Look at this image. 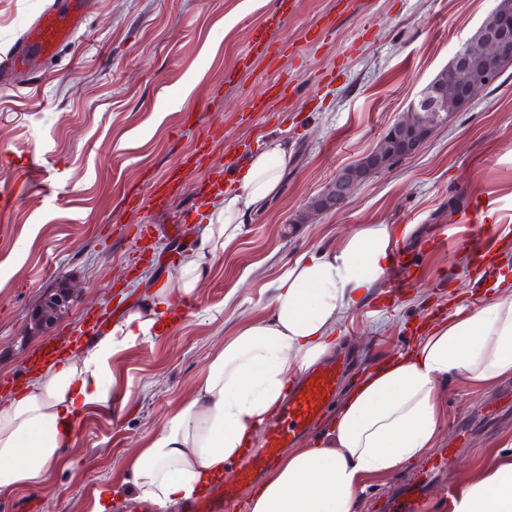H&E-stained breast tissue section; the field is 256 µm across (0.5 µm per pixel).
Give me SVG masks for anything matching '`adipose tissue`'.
I'll return each instance as SVG.
<instances>
[{"instance_id": "adipose-tissue-1", "label": "adipose tissue", "mask_w": 512, "mask_h": 512, "mask_svg": "<svg viewBox=\"0 0 512 512\" xmlns=\"http://www.w3.org/2000/svg\"><path fill=\"white\" fill-rule=\"evenodd\" d=\"M293 150L274 139L254 151L224 195L208 198L207 224L176 270L77 355L36 373L0 406V496L41 490L73 447L77 424L119 396L112 360L173 324L179 300L198 292L212 262L280 189ZM387 229L349 235L340 252L296 259L272 285L270 311L240 324L209 358L189 399L126 458L130 480L95 494L88 512L131 495L146 512L177 508L222 481L252 448L297 376L331 349L343 315L360 304L388 262ZM488 301L457 309L406 356L385 362L351 390L313 445L282 455L248 498V512H354L367 478L421 458L438 440L439 396L449 376L477 387L512 377V271ZM451 512H512V457L462 482Z\"/></svg>"}]
</instances>
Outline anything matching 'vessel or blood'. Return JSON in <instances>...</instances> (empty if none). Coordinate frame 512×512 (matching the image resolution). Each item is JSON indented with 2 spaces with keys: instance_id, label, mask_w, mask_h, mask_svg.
<instances>
[{
  "instance_id": "obj_1",
  "label": "vessel or blood",
  "mask_w": 512,
  "mask_h": 512,
  "mask_svg": "<svg viewBox=\"0 0 512 512\" xmlns=\"http://www.w3.org/2000/svg\"><path fill=\"white\" fill-rule=\"evenodd\" d=\"M84 0H67L65 5H49L24 33L22 42L8 54L0 56V74L6 75L25 68L30 53L52 58L59 45L72 41L81 24ZM271 26L255 28L246 50L247 55L263 56L274 45ZM204 142L197 143L194 151L186 156L183 168L172 169L157 182L152 198L156 208H166L169 202L181 194L187 169L201 168L206 154ZM413 259L400 249L392 250L389 258L387 286L391 296L407 288L412 280ZM339 381L336 362L321 364L303 375L299 384L288 392L275 419L263 427V445L251 453L243 463L235 482L212 486L202 497L189 501L184 512H230L237 497V486L250 482L254 471L270 467L280 456L283 448L319 420L333 402Z\"/></svg>"
}]
</instances>
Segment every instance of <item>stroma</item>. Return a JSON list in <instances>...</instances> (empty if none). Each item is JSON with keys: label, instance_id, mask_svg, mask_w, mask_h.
<instances>
[{"label": "stroma", "instance_id": "obj_1", "mask_svg": "<svg viewBox=\"0 0 512 512\" xmlns=\"http://www.w3.org/2000/svg\"><path fill=\"white\" fill-rule=\"evenodd\" d=\"M48 0H0V54ZM500 0H292L276 32L284 49L243 58L252 30L279 13L276 0H91L80 34L52 61L31 57L17 84H0V377L23 385L44 348L76 354V326L104 334L148 290L175 285V269L205 224L196 189L238 144L288 139L293 159L280 190L212 263L189 314L113 365L121 399L88 411L74 448L46 487L19 490L0 512H84L96 491L124 477L143 447L189 398L213 351L247 317L268 313L271 282L310 252L340 251L367 225L386 227L411 252L415 283L399 299L375 281L338 327L335 351L354 360L349 392L375 365L409 353L436 312L488 300L474 291L469 258L455 244L474 225L494 226L497 259L512 267V67L484 88L415 155L358 184L337 211L310 201L343 168L374 151L420 90L468 42ZM291 92L269 112L251 100L273 84ZM221 125L204 168L166 209L153 186ZM40 183H24L31 154ZM481 195L488 207L473 212ZM446 235L445 247L429 242ZM66 281L74 299L51 330L32 329L44 292ZM439 448L452 470L436 472L421 512L447 507L462 480L512 455V379L477 388L449 376ZM367 480L361 512L390 505L435 461Z\"/></svg>", "mask_w": 512, "mask_h": 512}]
</instances>
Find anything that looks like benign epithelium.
<instances>
[{
	"mask_svg": "<svg viewBox=\"0 0 512 512\" xmlns=\"http://www.w3.org/2000/svg\"><path fill=\"white\" fill-rule=\"evenodd\" d=\"M511 56L512 14L499 10L485 19L453 58L455 96L448 97V88L434 80L428 83L379 147L359 163L339 171L309 210L316 213L339 210L352 189L371 174L388 169L421 150L432 132L447 123L449 113L460 101L471 102L481 89L498 78L496 62ZM71 301L72 289L63 282L57 283L32 311L33 328L38 331L53 328L68 311Z\"/></svg>",
	"mask_w": 512,
	"mask_h": 512,
	"instance_id": "benign-epithelium-1",
	"label": "benign epithelium"
}]
</instances>
